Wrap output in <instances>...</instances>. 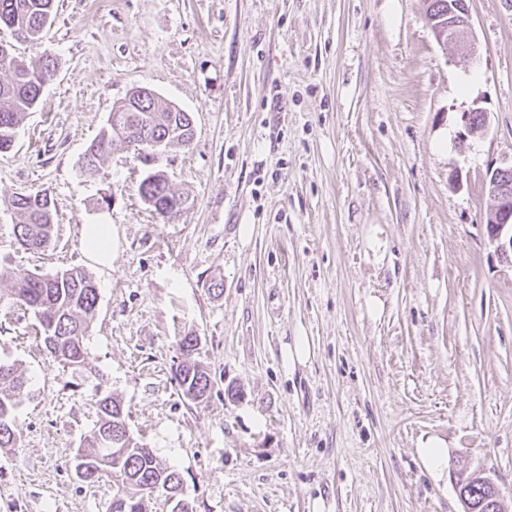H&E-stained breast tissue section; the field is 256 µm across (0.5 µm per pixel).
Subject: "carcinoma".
<instances>
[{
  "mask_svg": "<svg viewBox=\"0 0 512 512\" xmlns=\"http://www.w3.org/2000/svg\"><path fill=\"white\" fill-rule=\"evenodd\" d=\"M54 0H0V29L24 40L35 41L53 19ZM0 153L8 152L14 143L17 128L25 114L39 103L45 85L55 74L50 62L29 66L14 56L0 57ZM190 113L167 103L153 92L142 90L134 94L110 113L106 127L90 144L83 168L94 171L100 161L112 153L115 144L128 147L139 144L145 162L155 161V142L162 147L169 144L190 145L193 129ZM141 200L161 221L178 218L183 209V197L169 186L163 172L148 174L138 187ZM16 216L14 232L21 246L38 251L50 247L53 238L54 216L50 198L45 194H18L9 201ZM0 278L10 284L8 292L0 294L31 310L42 333H50L59 342L55 358L78 366L84 363V340L94 319L98 288L93 278L78 267L59 270L54 274L0 270ZM178 384L185 397L199 401L213 386L210 374L196 361H183L177 370ZM28 384L25 373L14 363L0 362V448H12L16 442L15 410ZM99 420L94 432L77 456L85 465L83 481L93 483L102 475L117 472L121 480L112 495L111 512H146L141 487L152 484L159 490H177L181 485L179 474L162 465L153 449L140 445L133 436L129 444L116 445L105 436L112 428L128 432L121 404L110 396L99 400Z\"/></svg>",
  "mask_w": 512,
  "mask_h": 512,
  "instance_id": "1",
  "label": "carcinoma"
}]
</instances>
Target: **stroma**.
Returning <instances> with one entry per match:
<instances>
[{"instance_id": "stroma-1", "label": "stroma", "mask_w": 512, "mask_h": 512, "mask_svg": "<svg viewBox=\"0 0 512 512\" xmlns=\"http://www.w3.org/2000/svg\"><path fill=\"white\" fill-rule=\"evenodd\" d=\"M467 3L472 58L436 41L425 0H56L38 41L0 30L17 59L55 61L0 154V266L98 286L78 367L0 301V361L29 379L0 512H110L112 477L71 466L108 395L196 512H461L466 462L512 499V266L483 187L512 159V0ZM138 88L191 113L192 145L149 166L118 144L83 171ZM472 108L490 125L459 139ZM152 167L188 199L166 224L138 195ZM35 192L55 215L43 251L20 247L8 205ZM100 223L108 268L82 252ZM185 336L214 380L202 401L175 379ZM112 227L108 224H86L82 227V243L86 258L97 266L112 262ZM419 455L426 462L427 467L435 474H441L444 463V447L432 439H428L418 448Z\"/></svg>"}]
</instances>
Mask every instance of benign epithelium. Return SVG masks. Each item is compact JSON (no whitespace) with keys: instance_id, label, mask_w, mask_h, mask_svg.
Masks as SVG:
<instances>
[{"instance_id":"obj_1","label":"benign epithelium","mask_w":512,"mask_h":512,"mask_svg":"<svg viewBox=\"0 0 512 512\" xmlns=\"http://www.w3.org/2000/svg\"><path fill=\"white\" fill-rule=\"evenodd\" d=\"M439 42H453L466 54H477V43L473 35L469 8L464 0L448 11V23L431 28ZM460 136L465 138L483 133L489 126V113L473 108L460 115ZM484 190L491 200L485 217L489 238L496 244L501 260L512 264V161L491 165L485 174ZM472 479L491 488V496L475 502L467 496L466 490L456 486L462 512H512L497 484L482 468L471 471Z\"/></svg>"}]
</instances>
